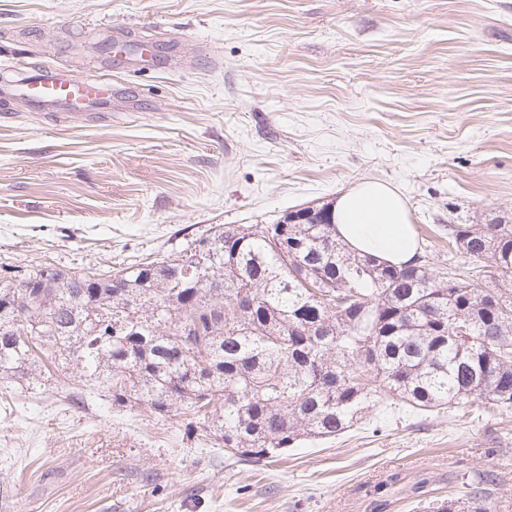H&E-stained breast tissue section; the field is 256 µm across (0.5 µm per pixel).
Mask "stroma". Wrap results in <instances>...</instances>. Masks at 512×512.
Here are the masks:
<instances>
[{"instance_id": "35a3bbf8", "label": "stroma", "mask_w": 512, "mask_h": 512, "mask_svg": "<svg viewBox=\"0 0 512 512\" xmlns=\"http://www.w3.org/2000/svg\"><path fill=\"white\" fill-rule=\"evenodd\" d=\"M118 38L177 63H111ZM0 64L119 95L0 96V269L120 270L366 180L439 268L449 225L512 217V0H0ZM0 394V512H426L487 471L512 512V410L377 408L251 466L60 372ZM18 82L32 104L50 101L70 106L74 102L87 107L105 106L112 101V84L72 79L59 72H26L20 75Z\"/></svg>"}]
</instances>
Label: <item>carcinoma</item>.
<instances>
[{
	"mask_svg": "<svg viewBox=\"0 0 512 512\" xmlns=\"http://www.w3.org/2000/svg\"><path fill=\"white\" fill-rule=\"evenodd\" d=\"M437 270L347 252L334 225L221 227L116 272L0 277V379L47 357L122 407L209 434L259 464L369 409H512V220L448 225ZM490 473L430 512H491Z\"/></svg>",
	"mask_w": 512,
	"mask_h": 512,
	"instance_id": "1",
	"label": "carcinoma"
}]
</instances>
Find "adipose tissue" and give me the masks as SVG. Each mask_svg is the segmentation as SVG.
<instances>
[{"label":"adipose tissue","mask_w":512,"mask_h":512,"mask_svg":"<svg viewBox=\"0 0 512 512\" xmlns=\"http://www.w3.org/2000/svg\"><path fill=\"white\" fill-rule=\"evenodd\" d=\"M332 220L349 251L396 266L412 261L418 251L407 207L387 184L368 180L341 194Z\"/></svg>","instance_id":"obj_1"}]
</instances>
